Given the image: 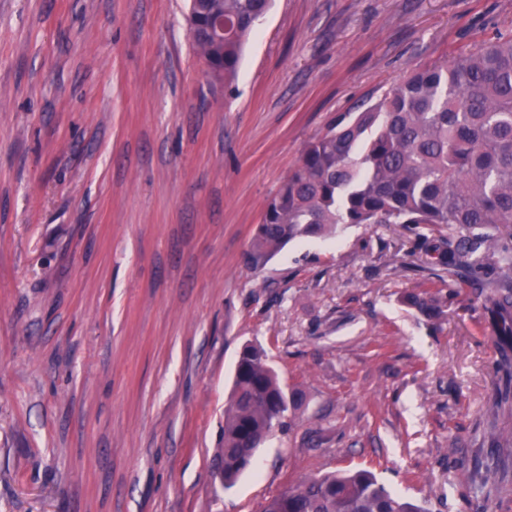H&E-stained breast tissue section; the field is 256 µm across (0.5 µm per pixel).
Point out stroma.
<instances>
[{"label":"stroma","mask_w":512,"mask_h":512,"mask_svg":"<svg viewBox=\"0 0 512 512\" xmlns=\"http://www.w3.org/2000/svg\"><path fill=\"white\" fill-rule=\"evenodd\" d=\"M187 0H0V512H261L368 469L468 512L493 325L471 288L431 319L404 224L244 263L266 201L339 112L512 34V0H274L232 82ZM304 404L225 488L215 456L245 345Z\"/></svg>","instance_id":"stroma-1"}]
</instances>
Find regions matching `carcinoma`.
Segmentation results:
<instances>
[{
	"mask_svg": "<svg viewBox=\"0 0 512 512\" xmlns=\"http://www.w3.org/2000/svg\"><path fill=\"white\" fill-rule=\"evenodd\" d=\"M272 0H190L192 42L211 72L232 77L243 45ZM224 17V38L201 28ZM341 224H412L418 249L439 268L436 288L475 291L497 336L494 407L512 403V38L415 70L371 104L338 112L304 147L297 166L266 203L245 253L256 269L289 242L329 237ZM409 305L431 318L441 300L416 295ZM303 392L281 385L266 352H240L224 410L217 469L233 486ZM512 438L491 435L489 458L465 478L472 512L512 491ZM262 512H425L388 490L369 470L311 477L269 500Z\"/></svg>",
	"mask_w": 512,
	"mask_h": 512,
	"instance_id": "obj_1",
	"label": "carcinoma"
}]
</instances>
